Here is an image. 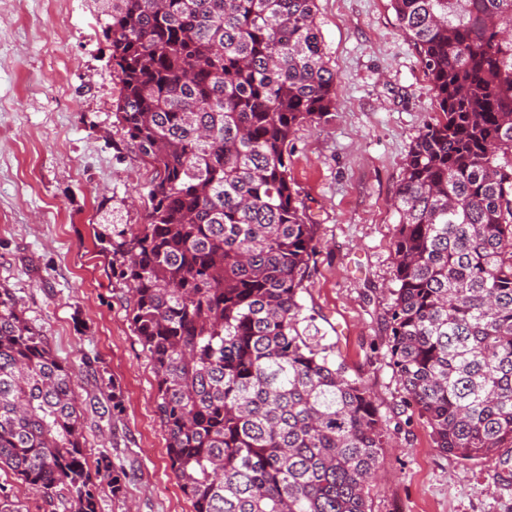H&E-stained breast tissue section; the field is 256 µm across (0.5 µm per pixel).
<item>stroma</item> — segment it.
<instances>
[{"mask_svg": "<svg viewBox=\"0 0 512 512\" xmlns=\"http://www.w3.org/2000/svg\"><path fill=\"white\" fill-rule=\"evenodd\" d=\"M317 4L339 89L335 111L301 126L289 145L288 174L318 226L301 302L387 422L371 510L512 512V464L436 448L390 365L393 199L411 143L438 111L432 85L389 0ZM101 7L0 0V289L15 293L73 371L88 465L107 455L132 475L119 499L100 485V512H194L171 470L153 364L129 321V285L97 242L145 222L151 181L114 125L119 85ZM90 360L119 387L117 417L94 411Z\"/></svg>", "mask_w": 512, "mask_h": 512, "instance_id": "stroma-1", "label": "stroma"}]
</instances>
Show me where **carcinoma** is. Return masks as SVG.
I'll return each mask as SVG.
<instances>
[{
    "instance_id": "obj_1",
    "label": "carcinoma",
    "mask_w": 512,
    "mask_h": 512,
    "mask_svg": "<svg viewBox=\"0 0 512 512\" xmlns=\"http://www.w3.org/2000/svg\"><path fill=\"white\" fill-rule=\"evenodd\" d=\"M115 123L153 171L121 256L156 375L173 474L194 512H370L388 429L303 315L316 225L288 144L336 109L317 0H106ZM438 115L394 200L392 366L437 448H512V0H389ZM74 373L0 289V469L63 512L124 494L89 469Z\"/></svg>"
}]
</instances>
